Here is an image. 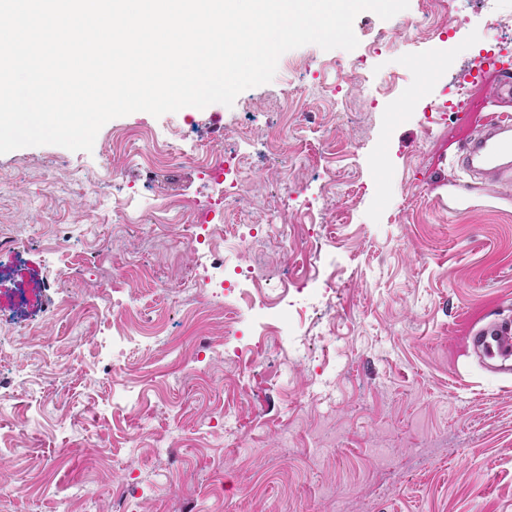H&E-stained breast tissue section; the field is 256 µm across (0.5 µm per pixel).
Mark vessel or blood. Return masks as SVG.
<instances>
[{"mask_svg":"<svg viewBox=\"0 0 512 512\" xmlns=\"http://www.w3.org/2000/svg\"><path fill=\"white\" fill-rule=\"evenodd\" d=\"M511 55V52L502 49L484 56L472 71V79L481 82L495 79L499 93L511 95L512 67L507 64V58ZM460 121L461 146L453 159L470 181L458 186L454 196L463 202L480 185L512 179V124L488 122L482 113L475 111L462 113ZM469 342L487 359L512 362L511 327L497 326L476 331L470 336Z\"/></svg>","mask_w":512,"mask_h":512,"instance_id":"b4317fda","label":"vessel or blood"}]
</instances>
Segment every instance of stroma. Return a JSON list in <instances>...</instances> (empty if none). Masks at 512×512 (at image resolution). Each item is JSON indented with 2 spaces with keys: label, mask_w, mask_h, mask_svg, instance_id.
<instances>
[{
  "label": "stroma",
  "mask_w": 512,
  "mask_h": 512,
  "mask_svg": "<svg viewBox=\"0 0 512 512\" xmlns=\"http://www.w3.org/2000/svg\"><path fill=\"white\" fill-rule=\"evenodd\" d=\"M498 2L495 25L485 0H457L441 23L423 17L425 0L388 20L365 11L354 21V50H290L272 82L233 106L118 117L90 153L45 145L0 155V235L14 240L0 250L9 272L0 279V380L34 362L14 353L25 325L53 341L65 368L40 379L23 435L9 432L11 409L0 411V465L45 483L0 496V512H63L61 499L79 488L94 494L91 512H114L131 458L143 480L133 512L185 503L192 512H512V375L466 353L471 328L512 321V183L481 189L470 210L449 188L466 176L449 159L457 122L448 101L480 49L512 50V0ZM403 92L405 118L386 123ZM303 105L326 120L297 129L290 115ZM218 123L225 149L245 161L243 211L228 223L293 194L291 236L255 244L251 256L276 285L316 255L319 278L293 298L300 354L283 358L272 340L254 362L206 359L172 388L148 373L166 343L187 354L195 344L177 290L192 256L166 241L161 224H132L113 238L74 182L114 168L123 176L103 183L109 196L133 188L149 202L204 198L196 165L147 169L129 148L113 149L112 136L144 128L162 142L181 131L191 147L212 140ZM93 223L112 241L114 266L136 257L151 269L131 328L163 327L128 348L116 376L94 328L71 331L56 314L61 294L85 301L102 273L80 234L49 254V227ZM57 393L70 409L51 403ZM219 407L238 416L236 432L197 438L198 422ZM136 431L132 451L124 435ZM172 432L182 438L174 455L157 453L154 439ZM101 435L104 467L57 466L64 447Z\"/></svg>",
  "instance_id": "1"
}]
</instances>
